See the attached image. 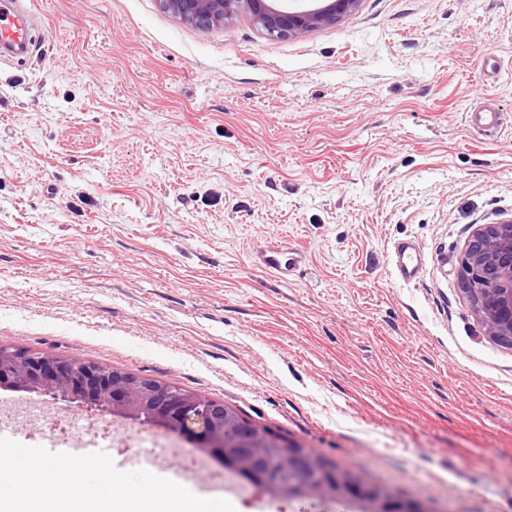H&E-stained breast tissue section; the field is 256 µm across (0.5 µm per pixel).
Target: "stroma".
Instances as JSON below:
<instances>
[{
	"mask_svg": "<svg viewBox=\"0 0 512 512\" xmlns=\"http://www.w3.org/2000/svg\"><path fill=\"white\" fill-rule=\"evenodd\" d=\"M0 57V346L77 356L223 401L430 512H512V348L459 285L478 224L512 217V0H361L301 38L242 10L200 28L159 0H35ZM424 248L395 276L394 241ZM303 251L290 279L254 256ZM14 439L124 424L114 463L167 444L199 493L216 466L156 427L34 392ZM468 122L472 127L484 132L494 133L500 131L506 121L504 112H498L487 106L474 108L468 113ZM391 264L400 281L415 282L420 278L423 270V249L412 240L396 241L391 247Z\"/></svg>",
	"mask_w": 512,
	"mask_h": 512,
	"instance_id": "1",
	"label": "stroma"
}]
</instances>
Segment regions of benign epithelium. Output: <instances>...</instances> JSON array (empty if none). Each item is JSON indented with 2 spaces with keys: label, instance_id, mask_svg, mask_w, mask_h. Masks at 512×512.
Masks as SVG:
<instances>
[{
  "label": "benign epithelium",
  "instance_id": "benign-epithelium-1",
  "mask_svg": "<svg viewBox=\"0 0 512 512\" xmlns=\"http://www.w3.org/2000/svg\"><path fill=\"white\" fill-rule=\"evenodd\" d=\"M173 16L197 27L223 26L247 7L269 37H302L335 25L361 0H159ZM459 280L473 313L493 341L512 347V218L473 229L461 260ZM38 392L54 400H76L97 411L146 422L191 441L224 470L250 472L254 488L305 499L354 498L360 512H393L394 502L426 505L354 474H338L297 444L283 445V465L266 467L270 437L238 419L226 421L224 403L186 393L80 357H56L0 347V386Z\"/></svg>",
  "mask_w": 512,
  "mask_h": 512
}]
</instances>
